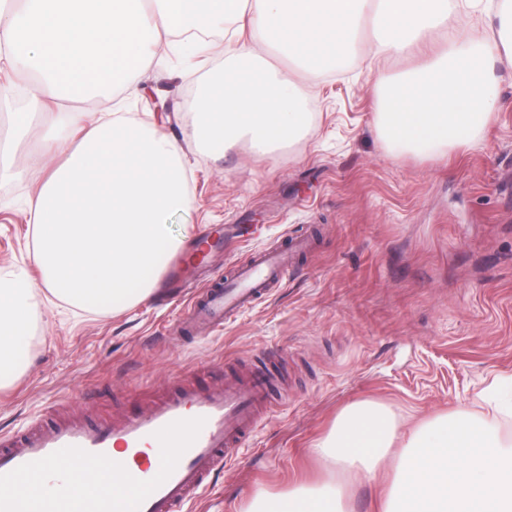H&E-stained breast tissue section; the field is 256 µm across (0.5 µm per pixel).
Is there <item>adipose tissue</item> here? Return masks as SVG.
<instances>
[{
	"label": "adipose tissue",
	"instance_id": "ef3b65f1",
	"mask_svg": "<svg viewBox=\"0 0 512 512\" xmlns=\"http://www.w3.org/2000/svg\"><path fill=\"white\" fill-rule=\"evenodd\" d=\"M489 19V34L451 18ZM374 22V57L397 55L433 33L445 47L403 74L380 101V131L397 153L439 155L479 141L493 116L494 67L512 60V0H15L0 2V56L36 80L13 112L22 137L32 112L56 105L48 132L64 154L29 204L35 287L23 268L0 267V385L27 362L45 296L96 313L148 298L182 238L169 215L190 208L183 154L166 134L125 113L91 120L74 109L82 95L135 83L158 50H206L223 30L226 62L196 94L195 139L221 156L239 142L264 155L292 144L310 124L309 94L288 71L267 66L277 51L306 71L341 63ZM78 145H71L72 136ZM396 466L385 512H512V445L489 426L440 418L402 433L383 405L345 406L312 445L336 469L369 478ZM340 486L300 485L260 495L245 512H343Z\"/></svg>",
	"mask_w": 512,
	"mask_h": 512
}]
</instances>
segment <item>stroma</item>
<instances>
[{
    "instance_id": "1",
    "label": "stroma",
    "mask_w": 512,
    "mask_h": 512,
    "mask_svg": "<svg viewBox=\"0 0 512 512\" xmlns=\"http://www.w3.org/2000/svg\"><path fill=\"white\" fill-rule=\"evenodd\" d=\"M371 42L321 76L296 70L311 86V126L260 158L245 143L221 159L194 145L191 103L204 75L224 64L223 37L190 60L169 51L125 92L126 112L186 156L193 204L173 230L249 227L233 251L207 255L212 272L230 275L256 251L300 236L311 247L268 297L203 336L186 326L187 298L166 303L159 289L107 316L45 302L27 366L0 388V433L47 414L132 415L178 382H223L232 359L242 375L265 362L284 399L189 512H243L256 495L324 480L342 486L346 512H377L384 483L310 452L356 401L386 405L405 431L463 411L512 441V415L487 403L512 377V62L496 69L498 100L479 145L396 156L378 127L375 84L422 67L441 44L376 59ZM49 121L35 113L19 145L24 176L0 182V266L31 265L27 201L60 159L43 140Z\"/></svg>"
}]
</instances>
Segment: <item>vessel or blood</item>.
Listing matches in <instances>:
<instances>
[{"mask_svg": "<svg viewBox=\"0 0 512 512\" xmlns=\"http://www.w3.org/2000/svg\"><path fill=\"white\" fill-rule=\"evenodd\" d=\"M164 276L191 291V320L219 329L288 278V255L260 252L239 266L229 280L192 281L180 256L170 257ZM273 375L258 367L241 378L228 369L221 385L207 390L186 387L153 402L147 414L110 422L77 417L41 424L31 422L18 435H0V512H17L23 479L65 460L69 476L96 464L113 462L114 449L145 463V489L114 494L66 492L56 512H186L215 472L230 461L255 427L258 410L269 405ZM155 449L146 462L143 448Z\"/></svg>", "mask_w": 512, "mask_h": 512, "instance_id": "obj_1", "label": "vessel or blood"}]
</instances>
